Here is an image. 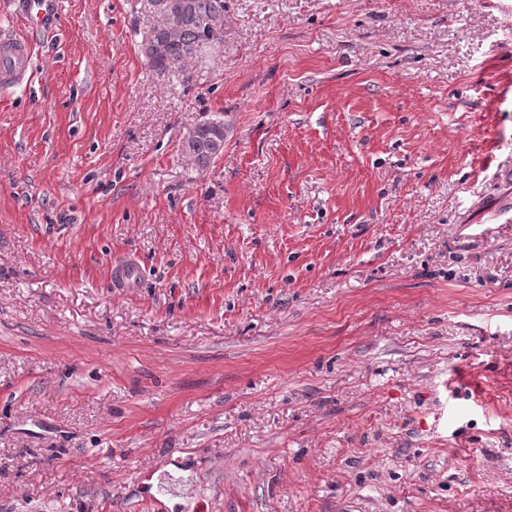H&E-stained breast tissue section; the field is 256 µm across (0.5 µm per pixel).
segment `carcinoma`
Segmentation results:
<instances>
[{
  "label": "carcinoma",
  "mask_w": 512,
  "mask_h": 512,
  "mask_svg": "<svg viewBox=\"0 0 512 512\" xmlns=\"http://www.w3.org/2000/svg\"><path fill=\"white\" fill-rule=\"evenodd\" d=\"M178 8L170 27L152 29L153 41L163 46V51L148 58L156 70L166 71L182 67L186 62L201 57L212 41L202 19L208 14L224 12V0H176ZM224 149V138L216 139L205 125L199 127L192 140L185 142L189 159L197 166L206 167Z\"/></svg>",
  "instance_id": "cac0c4a2"
}]
</instances>
